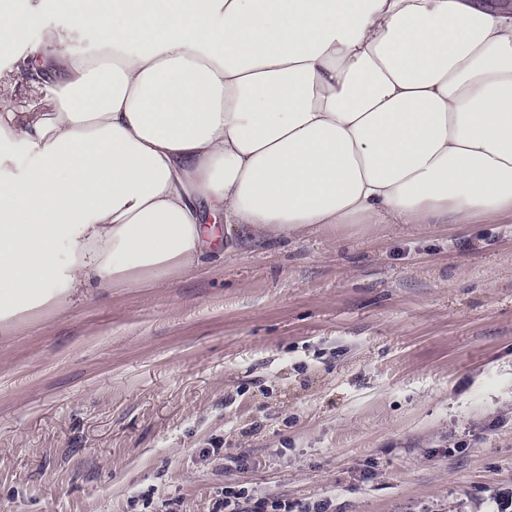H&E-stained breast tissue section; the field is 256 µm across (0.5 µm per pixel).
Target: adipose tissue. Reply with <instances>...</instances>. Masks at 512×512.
I'll list each match as a JSON object with an SVG mask.
<instances>
[{
    "instance_id": "obj_1",
    "label": "adipose tissue",
    "mask_w": 512,
    "mask_h": 512,
    "mask_svg": "<svg viewBox=\"0 0 512 512\" xmlns=\"http://www.w3.org/2000/svg\"><path fill=\"white\" fill-rule=\"evenodd\" d=\"M0 0V333L255 243L512 216V10L491 0ZM98 32L84 54L72 33ZM32 156L13 170L18 149ZM19 2L20 7L39 6L41 13V22L38 27L34 28L29 36V39L39 44L46 40L47 34L50 31L59 29L68 24V19L64 16L55 6V0H16Z\"/></svg>"
}]
</instances>
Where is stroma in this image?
<instances>
[{
	"instance_id": "35a3bbf8",
	"label": "stroma",
	"mask_w": 512,
	"mask_h": 512,
	"mask_svg": "<svg viewBox=\"0 0 512 512\" xmlns=\"http://www.w3.org/2000/svg\"><path fill=\"white\" fill-rule=\"evenodd\" d=\"M499 512L512 217L203 254L0 334V512Z\"/></svg>"
}]
</instances>
